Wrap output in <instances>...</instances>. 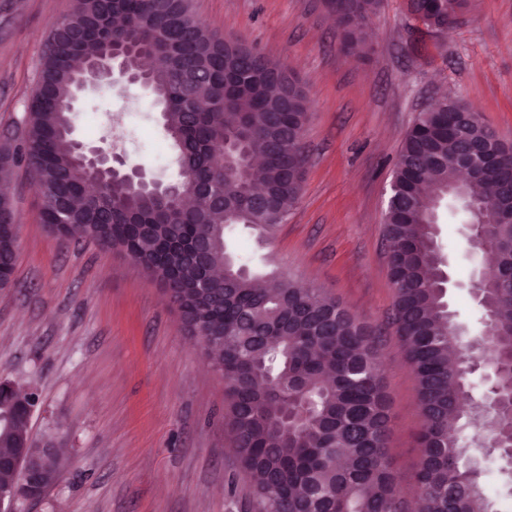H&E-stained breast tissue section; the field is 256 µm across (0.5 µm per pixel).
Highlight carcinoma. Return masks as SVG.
<instances>
[{"label": "carcinoma", "mask_w": 512, "mask_h": 512, "mask_svg": "<svg viewBox=\"0 0 512 512\" xmlns=\"http://www.w3.org/2000/svg\"><path fill=\"white\" fill-rule=\"evenodd\" d=\"M378 0H341L328 7L344 48L360 51ZM409 14L438 34L458 24L469 0H408ZM26 108L22 143L0 149V176L25 162L41 193L40 220L59 235L94 241L132 257L148 278L169 286L168 300L224 379L225 424L251 484L254 512H402L403 490L389 452L391 399L379 363L381 337L335 298L284 276L256 274L227 236L243 226L269 238L298 200L303 167L299 138L306 124L301 89L288 97L280 66L245 43L227 44L191 12V0H76L54 24ZM167 36L170 55L146 77L159 121L177 154V195L200 198L172 214L167 194L135 192L122 179L94 177L72 145L73 107L81 70L112 50L152 53ZM446 101L420 113L395 165L398 195L387 205L384 232L394 251L388 275L392 323L412 368L422 416L419 461L412 476L419 512H497L481 486L484 462L499 458L512 495V298L492 276L478 299L483 333L470 341L446 304L437 236L428 204L465 203L487 195L458 181L462 141L448 131ZM465 138L485 144L504 179L512 151L491 140L481 122ZM232 142L237 157L264 159V180L239 166L224 170L215 148ZM486 242L512 239L482 207ZM154 225L138 239L131 225ZM18 243L0 231V268L14 269ZM220 269L224 275L212 276ZM456 345L448 361V345ZM494 368L498 405L469 389L474 360ZM455 425L448 426V416ZM30 414L13 411L0 428V457L28 435Z\"/></svg>", "instance_id": "cac0c4a2"}]
</instances>
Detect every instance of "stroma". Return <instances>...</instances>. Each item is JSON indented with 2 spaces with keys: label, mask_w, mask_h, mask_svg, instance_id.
Here are the masks:
<instances>
[{
  "label": "stroma",
  "mask_w": 512,
  "mask_h": 512,
  "mask_svg": "<svg viewBox=\"0 0 512 512\" xmlns=\"http://www.w3.org/2000/svg\"><path fill=\"white\" fill-rule=\"evenodd\" d=\"M75 4L0 0V144L19 138L48 30ZM192 8L220 36L294 70L307 91L300 197L270 240L240 228L233 245L253 270L323 289L381 336L390 451L409 486L422 418L391 325L387 192L406 132L443 95L470 104L512 145V0H477L444 36L412 19L407 0H381L362 54L344 49L326 0H193ZM76 110L79 139L147 175L176 177L145 90L104 83ZM8 185L19 248L13 286L0 290V379L37 390L29 432L64 450L57 482L28 512H251L224 422V382L161 286L120 252L49 231L24 168ZM440 240L460 282L450 308L480 330L460 224L443 218Z\"/></svg>",
  "instance_id": "1"
}]
</instances>
